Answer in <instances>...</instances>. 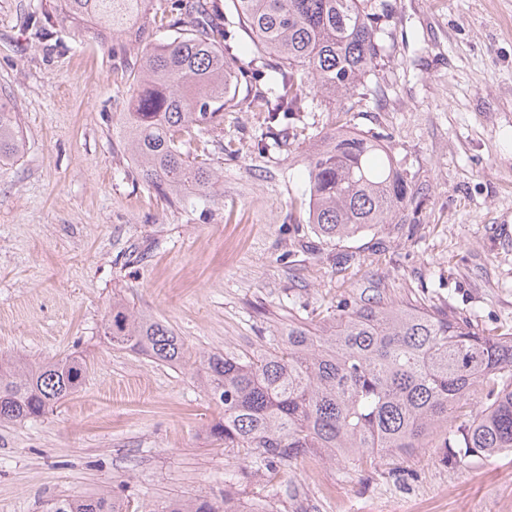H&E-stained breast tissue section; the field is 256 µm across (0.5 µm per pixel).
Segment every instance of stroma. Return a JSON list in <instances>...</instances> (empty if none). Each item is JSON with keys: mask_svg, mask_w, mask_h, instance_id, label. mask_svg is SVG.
I'll list each match as a JSON object with an SVG mask.
<instances>
[{"mask_svg": "<svg viewBox=\"0 0 512 512\" xmlns=\"http://www.w3.org/2000/svg\"><path fill=\"white\" fill-rule=\"evenodd\" d=\"M382 2L381 100L345 114L310 102L312 140L260 154L266 115L240 87L204 135L221 197L177 203L142 180L118 134L134 39L48 32L31 19L49 0H0V99L24 141L0 168V354L88 366L44 416L0 424V512L103 493L127 512L224 494L270 512H512V453L453 462L427 448L364 466L317 455L257 474L207 432L222 411L196 356L273 349L289 317H332L370 283L480 330L512 329V0ZM340 126L388 135L424 188L416 223L337 245L312 230L306 158L317 132ZM116 297L165 322L190 359L109 344Z\"/></svg>", "mask_w": 512, "mask_h": 512, "instance_id": "obj_1", "label": "stroma"}]
</instances>
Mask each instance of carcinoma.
I'll return each mask as SVG.
<instances>
[{
  "mask_svg": "<svg viewBox=\"0 0 512 512\" xmlns=\"http://www.w3.org/2000/svg\"><path fill=\"white\" fill-rule=\"evenodd\" d=\"M236 31L269 63H230L232 32L208 0H172L170 16L147 17L148 0H52L48 18L104 40L152 25L172 32L144 45L120 133L141 178L162 194L213 197L222 173L194 142L224 123L235 86L246 83L269 128L297 138L307 95L347 113L358 97L384 95L379 73L384 14L371 0H231ZM307 158L308 223L339 244L386 224L415 220L423 187L409 179L380 134L326 132ZM15 113L0 101V163L20 158ZM103 336L113 346L178 364L187 349L162 321L112 299ZM200 379L224 416L212 438L241 448L242 461L296 462L318 452L338 462L368 452L405 457L436 438L462 461L512 453V332L485 333L439 308L404 300L341 299L336 316L288 319L284 347L252 356L200 357ZM76 355L27 365L0 358V423L44 415L81 386ZM51 512H125L110 495L67 496ZM162 512H239L229 496L217 506L175 499Z\"/></svg>",
  "mask_w": 512,
  "mask_h": 512,
  "instance_id": "1",
  "label": "carcinoma"
}]
</instances>
